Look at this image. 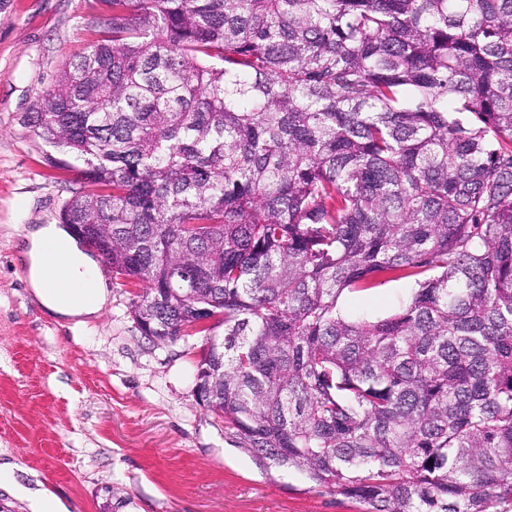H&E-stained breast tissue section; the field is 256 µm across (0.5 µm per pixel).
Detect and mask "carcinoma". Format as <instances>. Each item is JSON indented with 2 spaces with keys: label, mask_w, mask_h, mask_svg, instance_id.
Masks as SVG:
<instances>
[{
  "label": "carcinoma",
  "mask_w": 512,
  "mask_h": 512,
  "mask_svg": "<svg viewBox=\"0 0 512 512\" xmlns=\"http://www.w3.org/2000/svg\"><path fill=\"white\" fill-rule=\"evenodd\" d=\"M102 2L34 126L141 334L370 512H512V0ZM414 287L409 280L385 281L373 289L359 294L343 293L338 306L349 314H364L373 318L391 315L401 300L406 299Z\"/></svg>",
  "instance_id": "1"
}]
</instances>
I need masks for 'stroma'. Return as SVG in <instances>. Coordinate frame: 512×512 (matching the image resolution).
I'll use <instances>...</instances> for the list:
<instances>
[{
    "label": "stroma",
    "mask_w": 512,
    "mask_h": 512,
    "mask_svg": "<svg viewBox=\"0 0 512 512\" xmlns=\"http://www.w3.org/2000/svg\"><path fill=\"white\" fill-rule=\"evenodd\" d=\"M106 17L102 0H0V462L69 512H365L253 453L198 404L204 336H142L134 291L109 268L100 273L110 301L79 329L30 293L17 260L23 229L59 222L84 188L76 172L47 165L31 116ZM412 288L385 281L338 305L384 318Z\"/></svg>",
    "instance_id": "obj_1"
}]
</instances>
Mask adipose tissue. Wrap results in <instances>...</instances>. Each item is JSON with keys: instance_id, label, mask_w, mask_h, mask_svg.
<instances>
[{"instance_id": "ef3b65f1", "label": "adipose tissue", "mask_w": 512, "mask_h": 512, "mask_svg": "<svg viewBox=\"0 0 512 512\" xmlns=\"http://www.w3.org/2000/svg\"><path fill=\"white\" fill-rule=\"evenodd\" d=\"M22 255L33 296L73 327L87 325L108 303L96 262L60 225L40 224L26 233Z\"/></svg>"}]
</instances>
